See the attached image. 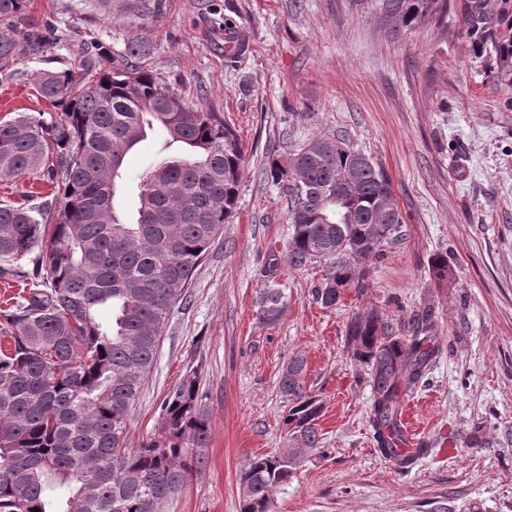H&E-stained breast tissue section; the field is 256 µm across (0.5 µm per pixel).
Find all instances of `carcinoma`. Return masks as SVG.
<instances>
[{"label": "carcinoma", "instance_id": "cac0c4a2", "mask_svg": "<svg viewBox=\"0 0 512 512\" xmlns=\"http://www.w3.org/2000/svg\"><path fill=\"white\" fill-rule=\"evenodd\" d=\"M372 2L394 38L448 14V0ZM26 7L0 0L3 68L53 45L23 26ZM460 12L469 51L512 84V0H461ZM147 54L133 38L116 60L91 38L74 67L35 78L58 114L0 122V180L47 173L54 184L50 202L0 204V260L40 249L32 288L0 312V512H164L206 462L211 428L195 373L166 395L158 428L139 447L127 446L126 430L172 308L235 215L245 154L220 113L153 77ZM152 132L163 135L161 154L135 177L129 212L118 199L126 158ZM265 176L287 192L288 265H324L313 297L325 308L366 288L383 248L403 239L387 171L341 140L314 138L286 164L271 161ZM257 304L265 323H277L285 289L270 280ZM103 307L109 323L97 318ZM434 331L427 312L409 336L374 310L346 326L352 356L369 371L372 438L404 472L429 453L405 448L401 412L402 391L439 354ZM278 386L288 440L319 450L323 405L307 388L303 358L288 362ZM303 462L280 452L246 459L240 512H273L275 489Z\"/></svg>", "mask_w": 512, "mask_h": 512}]
</instances>
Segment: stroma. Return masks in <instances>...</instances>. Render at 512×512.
<instances>
[{"mask_svg": "<svg viewBox=\"0 0 512 512\" xmlns=\"http://www.w3.org/2000/svg\"><path fill=\"white\" fill-rule=\"evenodd\" d=\"M128 3L110 22L84 0H30L26 24L53 29L59 45L0 72V120L50 111L35 77L68 68L86 33L116 57L138 37L147 68L220 112L246 150L235 216L173 309L127 428L139 447L166 394L197 373L207 463L165 512H240L245 459L288 446L278 381L297 355L323 403V444L277 488L275 512H512V85L458 38L459 0L441 25L402 40L367 0ZM228 22L242 34L230 55ZM313 137L381 163L405 219L404 240L385 247L364 292L333 308L312 298L321 266L289 267L287 200L263 174ZM436 254L446 278L430 270ZM272 276L288 304L269 325L255 300ZM370 308L405 332L429 310L438 327L439 354L404 406L430 452L406 473L373 441L368 370L347 346L351 317Z\"/></svg>", "mask_w": 512, "mask_h": 512, "instance_id": "stroma-1", "label": "stroma"}]
</instances>
